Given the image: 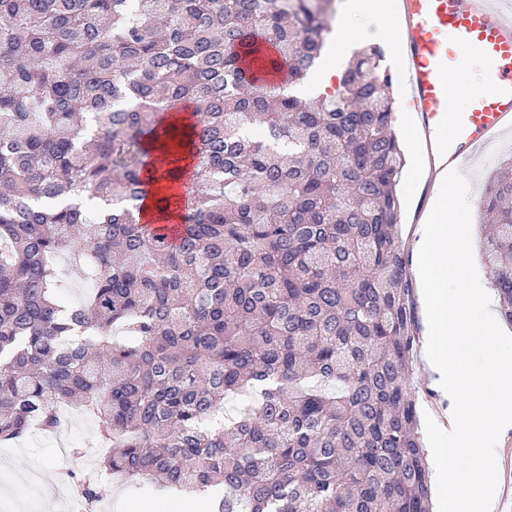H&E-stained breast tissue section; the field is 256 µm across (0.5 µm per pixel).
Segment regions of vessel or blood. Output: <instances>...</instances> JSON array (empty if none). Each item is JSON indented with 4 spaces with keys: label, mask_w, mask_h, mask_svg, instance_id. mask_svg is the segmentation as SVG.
Masks as SVG:
<instances>
[{
    "label": "vessel or blood",
    "mask_w": 512,
    "mask_h": 512,
    "mask_svg": "<svg viewBox=\"0 0 512 512\" xmlns=\"http://www.w3.org/2000/svg\"><path fill=\"white\" fill-rule=\"evenodd\" d=\"M403 30L401 77L408 108L426 137H434L446 99L438 66L460 55L457 39L484 51L495 66L491 76L502 91L475 99L462 116L463 129L448 150L459 163L512 124V18L496 0H400Z\"/></svg>",
    "instance_id": "vessel-or-blood-1"
}]
</instances>
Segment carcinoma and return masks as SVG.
I'll use <instances>...</instances> for the list:
<instances>
[{
  "label": "carcinoma",
  "instance_id": "1",
  "mask_svg": "<svg viewBox=\"0 0 512 512\" xmlns=\"http://www.w3.org/2000/svg\"><path fill=\"white\" fill-rule=\"evenodd\" d=\"M330 2L0 0V442L92 412L85 507L118 475L219 487L212 512H430L394 80L372 46L297 92ZM149 137L172 230L140 216ZM508 167L479 207L512 323ZM63 254L94 280L75 308Z\"/></svg>",
  "mask_w": 512,
  "mask_h": 512
}]
</instances>
